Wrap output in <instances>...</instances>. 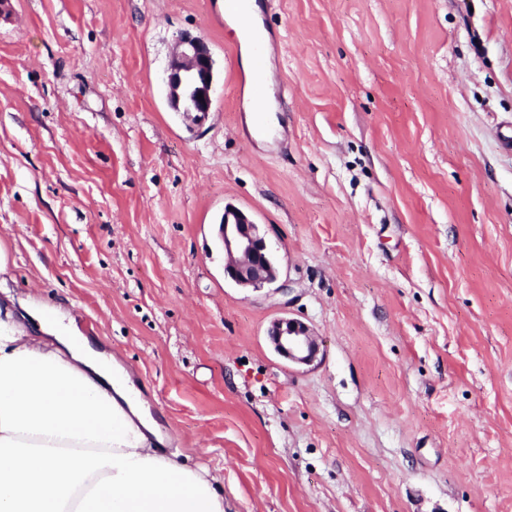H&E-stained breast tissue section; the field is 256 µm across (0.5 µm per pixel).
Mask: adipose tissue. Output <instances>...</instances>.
Listing matches in <instances>:
<instances>
[{"mask_svg":"<svg viewBox=\"0 0 512 512\" xmlns=\"http://www.w3.org/2000/svg\"><path fill=\"white\" fill-rule=\"evenodd\" d=\"M130 374L49 323L0 317V512H224L206 467L157 449Z\"/></svg>","mask_w":512,"mask_h":512,"instance_id":"ef3b65f1","label":"adipose tissue"}]
</instances>
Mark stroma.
Instances as JSON below:
<instances>
[{"instance_id":"stroma-1","label":"stroma","mask_w":512,"mask_h":512,"mask_svg":"<svg viewBox=\"0 0 512 512\" xmlns=\"http://www.w3.org/2000/svg\"><path fill=\"white\" fill-rule=\"evenodd\" d=\"M255 3L261 59L226 0H10L0 310L112 352L224 512H512V0ZM186 34L199 124L164 85ZM228 204L276 283L225 278ZM180 47L166 72L169 102L177 111L194 114V120L201 123L211 110L215 91L213 58L198 37H181ZM268 336L274 349L296 364H311L319 350L310 329L296 319L281 318L274 321Z\"/></svg>"}]
</instances>
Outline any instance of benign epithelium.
Segmentation results:
<instances>
[{"instance_id": "1", "label": "benign epithelium", "mask_w": 512, "mask_h": 512, "mask_svg": "<svg viewBox=\"0 0 512 512\" xmlns=\"http://www.w3.org/2000/svg\"><path fill=\"white\" fill-rule=\"evenodd\" d=\"M180 47L166 72L169 102L175 110L191 114L201 123L211 110L215 91L213 58L198 37H182ZM219 236L227 255L224 277L242 288L253 289L277 280V268L266 239L249 215L234 206L224 207ZM268 336L274 349L296 364H311L319 350L310 329L296 319L274 321Z\"/></svg>"}]
</instances>
